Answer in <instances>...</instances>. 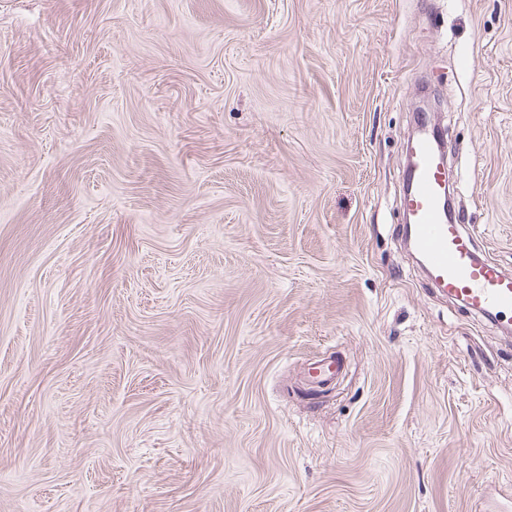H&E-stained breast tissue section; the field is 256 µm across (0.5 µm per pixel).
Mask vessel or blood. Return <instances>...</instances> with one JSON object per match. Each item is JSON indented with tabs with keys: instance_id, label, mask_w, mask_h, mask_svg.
<instances>
[{
	"instance_id": "1",
	"label": "vessel or blood",
	"mask_w": 512,
	"mask_h": 512,
	"mask_svg": "<svg viewBox=\"0 0 512 512\" xmlns=\"http://www.w3.org/2000/svg\"><path fill=\"white\" fill-rule=\"evenodd\" d=\"M409 180L403 200L406 229L435 287L469 311L494 318L512 315V275L493 260L480 258L462 224L443 215L448 180L433 133L417 138Z\"/></svg>"
}]
</instances>
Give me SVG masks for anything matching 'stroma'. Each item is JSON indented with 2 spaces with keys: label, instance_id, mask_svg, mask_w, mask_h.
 Returning a JSON list of instances; mask_svg holds the SVG:
<instances>
[{
  "label": "stroma",
  "instance_id": "stroma-1",
  "mask_svg": "<svg viewBox=\"0 0 512 512\" xmlns=\"http://www.w3.org/2000/svg\"><path fill=\"white\" fill-rule=\"evenodd\" d=\"M425 92L512 273V0H0V512H500L512 333L405 243Z\"/></svg>",
  "mask_w": 512,
  "mask_h": 512
}]
</instances>
